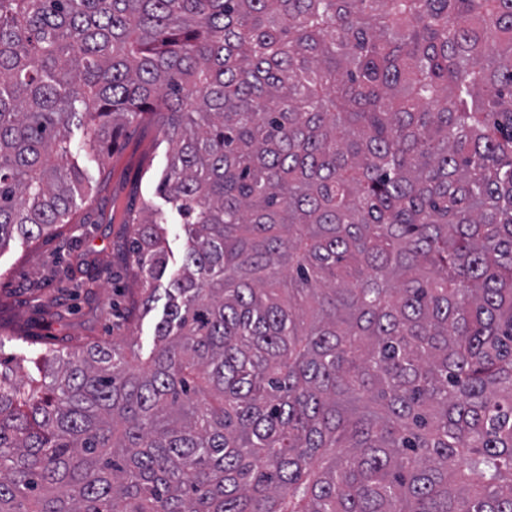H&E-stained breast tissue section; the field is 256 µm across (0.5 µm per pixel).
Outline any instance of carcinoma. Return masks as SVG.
Masks as SVG:
<instances>
[{
    "label": "carcinoma",
    "mask_w": 512,
    "mask_h": 512,
    "mask_svg": "<svg viewBox=\"0 0 512 512\" xmlns=\"http://www.w3.org/2000/svg\"><path fill=\"white\" fill-rule=\"evenodd\" d=\"M135 122L186 262L0 360V512H512V0H0V250Z\"/></svg>",
    "instance_id": "carcinoma-1"
}]
</instances>
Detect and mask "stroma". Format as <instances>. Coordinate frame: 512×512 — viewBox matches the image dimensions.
Listing matches in <instances>:
<instances>
[{
	"instance_id": "stroma-1",
	"label": "stroma",
	"mask_w": 512,
	"mask_h": 512,
	"mask_svg": "<svg viewBox=\"0 0 512 512\" xmlns=\"http://www.w3.org/2000/svg\"><path fill=\"white\" fill-rule=\"evenodd\" d=\"M168 156L158 130L125 127L109 158L86 161L94 190L70 224L36 240L11 241L0 251V354L24 346L65 354L121 332L137 288L126 271L129 208L146 204L164 211L169 271L181 270L188 239L156 191Z\"/></svg>"
}]
</instances>
